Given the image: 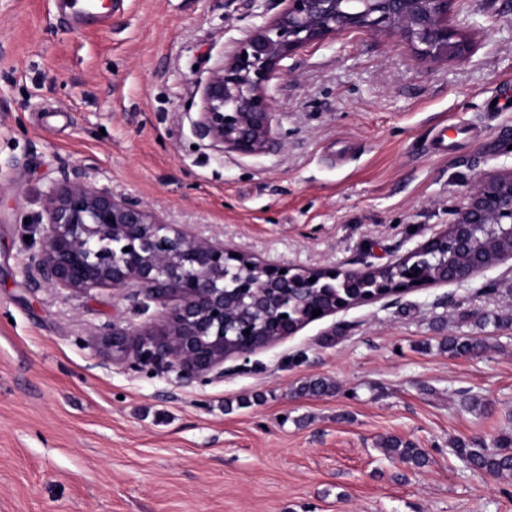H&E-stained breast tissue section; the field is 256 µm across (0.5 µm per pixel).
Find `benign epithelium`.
Listing matches in <instances>:
<instances>
[{"label": "benign epithelium", "instance_id": "1", "mask_svg": "<svg viewBox=\"0 0 512 512\" xmlns=\"http://www.w3.org/2000/svg\"><path fill=\"white\" fill-rule=\"evenodd\" d=\"M455 2L278 0V13L210 71L201 87L197 135L226 153L267 152L277 140V101L269 87L287 74L284 61L342 33L398 37L430 62L464 58L466 45L448 24ZM31 223L40 235L34 267L53 287L72 293L136 288L164 306L157 333L114 322L101 336L112 360L132 359L181 381L224 378V335L259 334L254 324L239 319L242 305L258 311L268 304V291L277 289L283 294L279 335L291 336L286 326L305 302L301 278L369 272L258 262L242 249L179 231L139 200L86 179L51 190ZM502 224L512 233V169L480 175L447 231L419 249L450 234L468 251L478 230Z\"/></svg>", "mask_w": 512, "mask_h": 512}]
</instances>
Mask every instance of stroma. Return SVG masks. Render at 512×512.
<instances>
[{
  "mask_svg": "<svg viewBox=\"0 0 512 512\" xmlns=\"http://www.w3.org/2000/svg\"><path fill=\"white\" fill-rule=\"evenodd\" d=\"M276 0H0V512H512V478L457 441L512 429V258L311 322L223 381L113 361L96 335L153 327L132 290L71 294L28 266L26 216L89 179L261 262L394 264L512 169V0H458L465 58L349 33L273 81L278 143L220 154L192 133L209 71ZM446 152H439V142ZM487 348L453 356L445 336ZM333 388L299 394L309 379ZM484 408L462 405L464 391ZM414 442L423 467L378 442ZM101 0H71L69 2L70 9L76 18H96L100 17L103 21H107L110 16L109 8H102Z\"/></svg>",
  "mask_w": 512,
  "mask_h": 512,
  "instance_id": "obj_1",
  "label": "stroma"
}]
</instances>
